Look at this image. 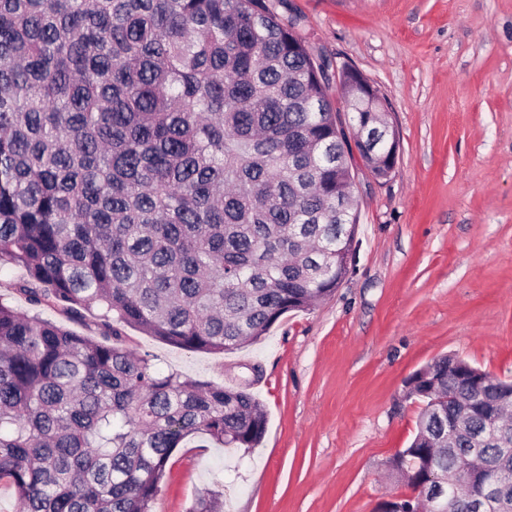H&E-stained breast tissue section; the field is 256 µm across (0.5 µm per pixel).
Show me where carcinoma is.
Here are the masks:
<instances>
[{
	"label": "carcinoma",
	"mask_w": 512,
	"mask_h": 512,
	"mask_svg": "<svg viewBox=\"0 0 512 512\" xmlns=\"http://www.w3.org/2000/svg\"><path fill=\"white\" fill-rule=\"evenodd\" d=\"M288 0H0V265L19 292L112 342L0 300V482L20 512H150L189 436L247 450L266 416L249 386L162 370L120 344L137 328L230 353L352 271L359 213L333 75L296 36ZM354 121L386 98L341 75ZM424 408L393 460L434 512L457 471L474 500L512 502V381L443 356L406 382ZM204 488L192 512H221Z\"/></svg>",
	"instance_id": "obj_1"
}]
</instances>
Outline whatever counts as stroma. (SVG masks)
<instances>
[{
	"instance_id": "stroma-1",
	"label": "stroma",
	"mask_w": 512,
	"mask_h": 512,
	"mask_svg": "<svg viewBox=\"0 0 512 512\" xmlns=\"http://www.w3.org/2000/svg\"><path fill=\"white\" fill-rule=\"evenodd\" d=\"M295 33L386 97L400 142L391 176L359 172L354 273L261 341L190 352L126 327L122 343L162 369L249 384L267 427L259 447L172 453L152 512H189L198 490L224 512H376L410 490L391 467L423 401L406 381L452 355L512 380V0H289ZM0 298L61 321L17 292Z\"/></svg>"
}]
</instances>
